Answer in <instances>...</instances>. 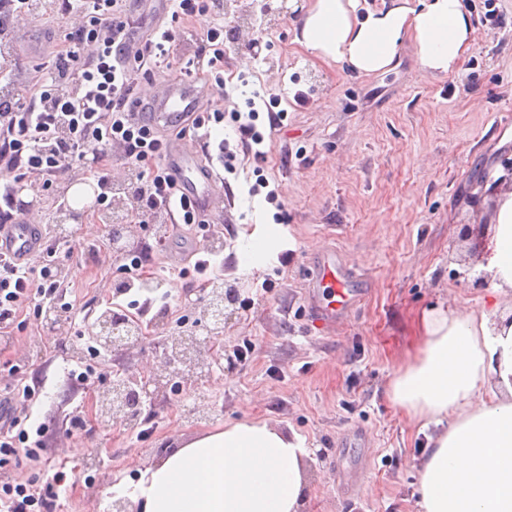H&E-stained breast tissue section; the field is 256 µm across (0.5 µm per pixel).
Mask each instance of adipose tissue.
<instances>
[{"instance_id":"obj_1","label":"adipose tissue","mask_w":512,"mask_h":512,"mask_svg":"<svg viewBox=\"0 0 512 512\" xmlns=\"http://www.w3.org/2000/svg\"><path fill=\"white\" fill-rule=\"evenodd\" d=\"M356 7L314 0L299 43L369 75L409 42L423 71L445 74L472 40L464 0H384L362 18ZM490 230L479 265L487 310L424 312L418 354L390 386L410 417L435 428L419 464L422 512H512V191L499 194ZM307 455L299 434L244 420L184 441L112 492L136 512H302Z\"/></svg>"}]
</instances>
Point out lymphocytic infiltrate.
<instances>
[{"label": "lymphocytic infiltrate", "instance_id": "lymphocytic-infiltrate-1", "mask_svg": "<svg viewBox=\"0 0 512 512\" xmlns=\"http://www.w3.org/2000/svg\"><path fill=\"white\" fill-rule=\"evenodd\" d=\"M64 12L78 13L81 23L69 32L40 70L26 99L0 106V169L14 183L0 187V225L10 224L23 208L14 184L32 172L54 178L72 166H84L100 190V204H112L110 176L113 146H121L134 183L135 208L141 212L179 211L186 224L196 223L194 205L163 165L168 142L155 125L134 123L129 114L137 100L133 60L153 57L168 62L182 20L208 13L209 0H171L172 24L134 50L126 0H58ZM224 28L211 25L202 46L185 69L206 74L223 85ZM56 230H49L46 250L27 267L0 258V334L9 335L21 303L31 300L35 313L62 310L77 318L73 302L58 279ZM26 418L0 401V466L12 459H38L47 450L46 423L27 429ZM64 471L44 472L39 489L24 484L0 485V512H51L67 488Z\"/></svg>", "mask_w": 512, "mask_h": 512}]
</instances>
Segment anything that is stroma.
I'll return each instance as SVG.
<instances>
[{
	"label": "stroma",
	"mask_w": 512,
	"mask_h": 512,
	"mask_svg": "<svg viewBox=\"0 0 512 512\" xmlns=\"http://www.w3.org/2000/svg\"><path fill=\"white\" fill-rule=\"evenodd\" d=\"M465 4L473 39L445 75L421 71L409 43L384 73L364 76L320 61L296 41L311 0L275 21L256 16L246 39L225 42L224 87L203 81L200 99L201 110L224 112L228 171L209 207L210 228L198 234L158 210L134 232L153 252L146 275L167 278L166 335L193 322L202 299L198 284L173 277L179 254L211 256L209 278L235 285L221 346L204 352L195 385L144 404L136 429H99L88 420L91 388L73 394L63 385L89 321L68 324L59 335L21 313L10 340L0 343V391L44 369L48 381L31 412L49 426V451L46 460L0 469V483L34 484L45 469L61 467L70 486L52 512H109L119 479H138L195 435L256 418L306 438L304 512H419L417 467L426 437L392 401L389 385L419 348L422 310L443 302L481 307L489 283L476 281L473 269L490 244L497 194L512 189V0ZM211 22L208 14L183 22L171 64L145 63L141 94L161 93L181 75ZM74 24L55 7L21 16L0 40L10 60L0 71L7 86L24 94ZM257 42L263 52L256 59ZM257 92L279 96L286 111L274 128L267 115L255 121L266 153L259 175L233 122L251 111ZM87 180L80 168L52 183L34 173L16 189L32 204L29 220L44 224L58 196ZM274 223L285 232L278 251L240 270L256 225ZM469 224L474 233H466ZM329 251L360 294L332 328L317 322L308 304L317 259ZM57 257L67 300L91 318L139 296L113 290L126 259L112 256L102 224H73ZM247 343L252 353L242 364L234 354ZM91 364L101 379L121 368L158 371L160 358L147 341Z\"/></svg>",
	"instance_id": "stroma-1"
}]
</instances>
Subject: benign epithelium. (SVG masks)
Masks as SVG:
<instances>
[{
  "label": "benign epithelium",
  "mask_w": 512,
  "mask_h": 512,
  "mask_svg": "<svg viewBox=\"0 0 512 512\" xmlns=\"http://www.w3.org/2000/svg\"><path fill=\"white\" fill-rule=\"evenodd\" d=\"M131 227V223L124 224L120 232L109 238V249L113 254L119 256L131 249L128 236ZM235 294L236 289L232 287L211 288L192 329L171 338L162 335L160 330L156 331L161 336L158 345L162 347L163 362L160 371L151 379L140 381L127 372L115 379L103 378L95 397V419L105 427L119 422L134 425L142 414L143 394L147 393L148 386H154L156 393L164 395L175 378L182 384L194 383L204 351L203 342L197 337V328H204L214 338L222 336L226 304L235 299ZM145 335L144 328L132 329L125 316L115 313L110 318L96 319L89 342L117 354L139 344Z\"/></svg>",
  "instance_id": "benign-epithelium-1"
}]
</instances>
